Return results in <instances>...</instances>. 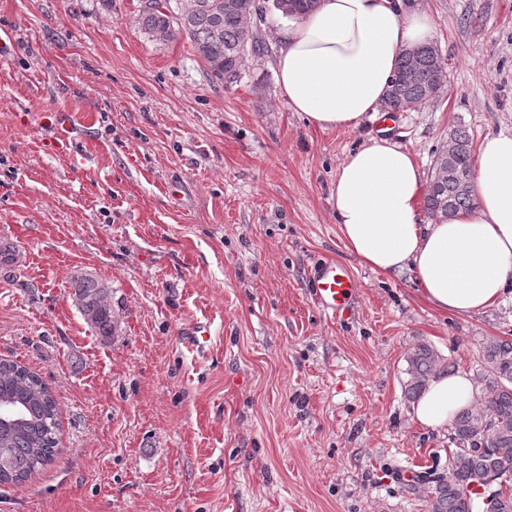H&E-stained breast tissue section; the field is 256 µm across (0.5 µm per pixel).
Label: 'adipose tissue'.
<instances>
[{"instance_id": "adipose-tissue-1", "label": "adipose tissue", "mask_w": 512, "mask_h": 512, "mask_svg": "<svg viewBox=\"0 0 512 512\" xmlns=\"http://www.w3.org/2000/svg\"><path fill=\"white\" fill-rule=\"evenodd\" d=\"M280 93L323 129H354L380 112L405 49L425 42L426 16L402 0H320L276 22ZM475 205L429 224L418 218L422 180L412 154L372 138L339 166L332 196L347 249L374 271L413 272L424 299L469 315L497 304L512 286V133L487 137L473 166ZM468 374L441 372L412 407V419L447 428L471 407Z\"/></svg>"}]
</instances>
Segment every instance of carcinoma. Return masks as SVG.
<instances>
[{"label":"carcinoma","instance_id":"carcinoma-1","mask_svg":"<svg viewBox=\"0 0 512 512\" xmlns=\"http://www.w3.org/2000/svg\"><path fill=\"white\" fill-rule=\"evenodd\" d=\"M318 0H273L285 15L305 14ZM254 13L241 0H148L138 24L157 40L177 25L203 61L211 80L230 88L240 82L244 61L268 51L253 31ZM437 57L427 42L404 53L384 101L392 109H409L439 97L435 93ZM451 147L436 156L425 196L428 213L444 218L466 210L473 191L461 179L472 174V144L461 127L450 135ZM79 312L103 337L113 335L112 288L92 273L72 280ZM482 367L474 378L482 400L458 412L452 420L456 448L448 474L435 480L425 496L427 512H512V340L491 337L481 346ZM447 368L444 359L426 344L408 356L405 395L421 396L434 375ZM14 413L0 422V484L20 483L48 465L56 454L59 430L57 403L46 384L27 367L0 359V404Z\"/></svg>","mask_w":512,"mask_h":512}]
</instances>
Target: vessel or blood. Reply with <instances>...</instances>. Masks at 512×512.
<instances>
[{
  "instance_id": "vessel-or-blood-1",
  "label": "vessel or blood",
  "mask_w": 512,
  "mask_h": 512,
  "mask_svg": "<svg viewBox=\"0 0 512 512\" xmlns=\"http://www.w3.org/2000/svg\"><path fill=\"white\" fill-rule=\"evenodd\" d=\"M310 280L314 301L329 317L338 320L351 318L355 285L342 265L332 260L324 261L312 269Z\"/></svg>"
}]
</instances>
